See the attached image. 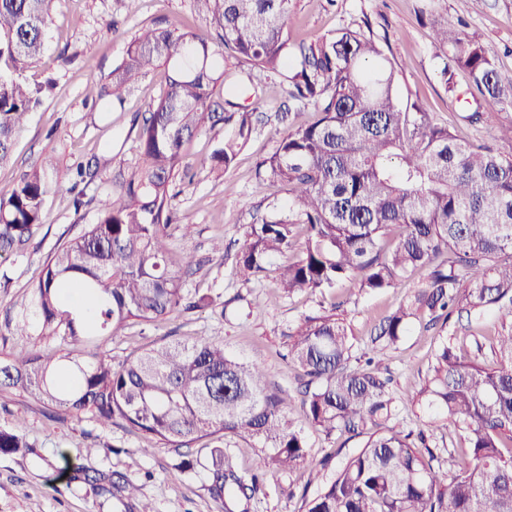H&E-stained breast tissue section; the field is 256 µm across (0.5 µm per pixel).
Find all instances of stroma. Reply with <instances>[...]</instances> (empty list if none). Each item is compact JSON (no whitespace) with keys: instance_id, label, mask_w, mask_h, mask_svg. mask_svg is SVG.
<instances>
[{"instance_id":"35a3bbf8","label":"stroma","mask_w":512,"mask_h":512,"mask_svg":"<svg viewBox=\"0 0 512 512\" xmlns=\"http://www.w3.org/2000/svg\"><path fill=\"white\" fill-rule=\"evenodd\" d=\"M451 15L467 23L494 57L504 79L512 80V0H295L288 34L291 39L315 41L349 25L369 22L374 38L397 70V92L402 102L417 104L441 124L455 128L469 140L493 143L503 113L473 127L462 118V103L452 101L443 84L431 45V29L421 23V10ZM166 18L179 19L190 28L202 22L192 0H54L43 52L29 64L25 76L42 87L41 104L16 137L10 159L0 164V191L8 189L27 168L51 159L58 174L76 165L97 168V176L83 184L85 204L74 208L70 195L52 194L46 200L45 220L28 251L0 260V355L25 345L40 348L35 336L6 332L30 305L42 266L53 247L78 236L97 220V206L112 189L117 174H131L138 163L137 132L141 115L156 103L166 88L167 69L147 66L141 79L122 103L103 106L91 88H107L113 68L129 43L155 29ZM240 78H253L258 96L242 97L258 121L228 170L209 166V157L221 136L234 127L218 123L202 127L184 148L193 178L177 181L173 200L176 224L171 227L174 253L190 252L202 259L196 273L182 286L189 293L211 295L214 304L179 311L155 326L130 322L108 344L113 363H121L137 349L171 340L217 338L226 349L260 364L269 380L299 398L297 371L286 359L288 334L303 317L337 310L349 326L357 347H365L375 327L405 296L402 288L379 293L359 291L347 281L331 292L290 296L274 275L244 281L238 274L236 255L247 225L256 210L269 203H284L287 193L279 184L259 178L258 165L276 148L284 132L275 115L289 105L278 75L259 73L252 66L226 58ZM188 224L191 235L180 227ZM224 245L223 256L212 252L213 243ZM437 346L434 332L413 329L388 353L392 389L408 426L419 429L412 418L410 399ZM22 428L33 446L25 455H0V512H128L119 499L94 496L88 486L57 477L62 453L76 454L93 445L99 452L84 464L102 472H115L134 482L141 497L155 512H221L210 496L206 471L177 473L178 450L145 439L120 425H104L90 415L49 416L35 402H22L12 391L0 389V430ZM308 470L289 475L271 474L265 489L252 500L249 512H303L304 492H315Z\"/></svg>"}]
</instances>
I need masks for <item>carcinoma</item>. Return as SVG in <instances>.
I'll return each mask as SVG.
<instances>
[{"label": "carcinoma", "instance_id": "1", "mask_svg": "<svg viewBox=\"0 0 512 512\" xmlns=\"http://www.w3.org/2000/svg\"><path fill=\"white\" fill-rule=\"evenodd\" d=\"M53 0H0V164L39 103L24 70L44 47ZM205 29L176 19L134 40L97 96L121 101L145 67L168 70L167 87L142 116L140 162L128 181L101 200L98 220L57 246L45 263L31 314L8 332L35 334L61 346L48 353L21 347L0 357V386L49 410L121 421L171 448L205 439V453L177 465L208 471L207 490L222 512H248L264 471L315 468L302 424L327 436L360 439L326 476L305 512H512V154L457 138L397 94L395 67L363 26L316 42L290 39L293 0H194ZM448 95L455 71L478 91L464 116L472 126L512 112V80L499 74L483 43L449 16L429 18ZM284 78L288 95L312 106L313 118L289 126L260 165L288 191L249 225L237 265L247 277L268 271L288 294L325 293L356 278L360 290L398 288L427 271L388 314L371 346L356 354L344 319L307 318L288 336V357L303 372L299 407L267 381L259 364L224 342L172 340L112 364L104 345L129 321L170 316L188 299L168 229L172 185L184 166V143L213 118L211 97L224 85L235 137L222 140L211 165L229 169L253 131V113L232 98L243 93L224 56ZM53 165L32 166L0 193V257L22 256L43 223L50 193H71L97 172L79 166L71 180ZM399 234L388 241L392 229ZM303 239L300 254L271 260ZM497 322L496 363L457 353L442 335L452 317ZM441 333L434 361L413 392L416 418L429 429L453 425L468 441V467L448 476L434 464L424 431L407 428L391 391L386 352L412 326ZM244 439L261 469L242 471L226 451ZM20 430H0V454L26 452ZM60 475L98 496H119L129 512H155L139 487L65 454Z\"/></svg>", "mask_w": 512, "mask_h": 512}]
</instances>
